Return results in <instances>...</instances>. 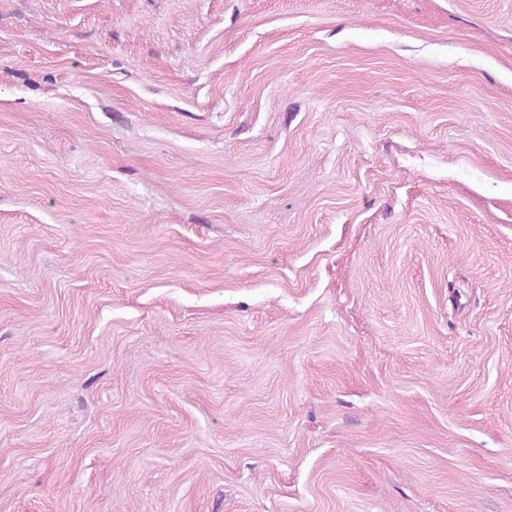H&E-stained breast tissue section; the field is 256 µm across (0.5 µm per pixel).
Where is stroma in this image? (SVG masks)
I'll use <instances>...</instances> for the list:
<instances>
[{"mask_svg":"<svg viewBox=\"0 0 512 512\" xmlns=\"http://www.w3.org/2000/svg\"><path fill=\"white\" fill-rule=\"evenodd\" d=\"M0 512H512V0H0Z\"/></svg>","mask_w":512,"mask_h":512,"instance_id":"obj_1","label":"stroma"}]
</instances>
